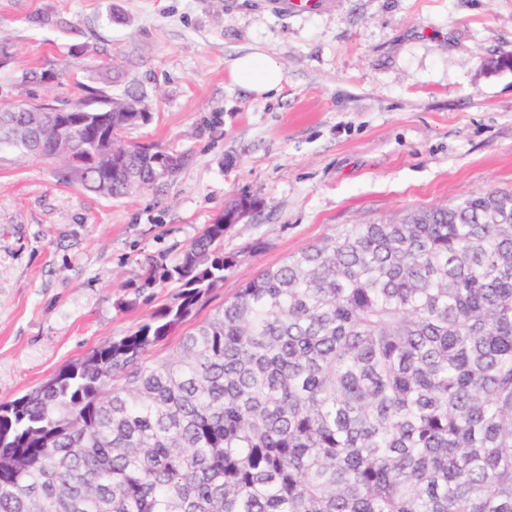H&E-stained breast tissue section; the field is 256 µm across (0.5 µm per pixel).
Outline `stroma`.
<instances>
[{
  "mask_svg": "<svg viewBox=\"0 0 512 512\" xmlns=\"http://www.w3.org/2000/svg\"><path fill=\"white\" fill-rule=\"evenodd\" d=\"M14 44L0 92L59 105L146 94L125 138L186 161L112 198L0 145V402L170 304L147 288L227 202L258 207L224 235L236 270L188 320L348 224L397 222L479 192H512V0H0ZM283 70L258 100L229 75L252 50ZM59 82L25 85L27 71ZM265 249L248 254L254 240Z\"/></svg>",
  "mask_w": 512,
  "mask_h": 512,
  "instance_id": "stroma-1",
  "label": "stroma"
}]
</instances>
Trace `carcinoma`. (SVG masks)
<instances>
[{"mask_svg": "<svg viewBox=\"0 0 512 512\" xmlns=\"http://www.w3.org/2000/svg\"><path fill=\"white\" fill-rule=\"evenodd\" d=\"M143 99H6L0 143L121 198L184 164L123 139ZM241 204L150 266L173 302L0 403V512H512V193L348 224L149 357L239 263Z\"/></svg>", "mask_w": 512, "mask_h": 512, "instance_id": "1", "label": "carcinoma"}]
</instances>
